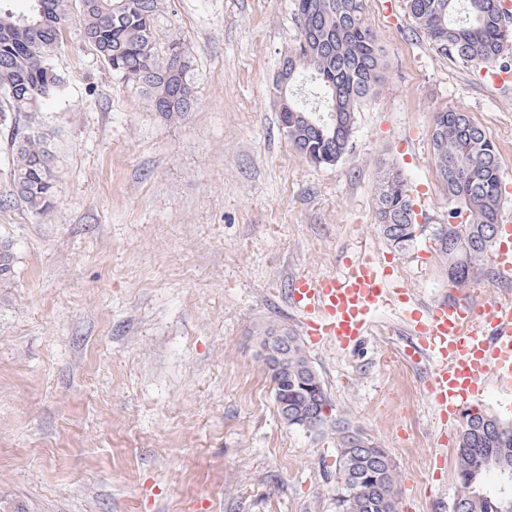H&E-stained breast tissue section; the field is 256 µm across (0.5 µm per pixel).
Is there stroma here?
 I'll return each instance as SVG.
<instances>
[{
	"mask_svg": "<svg viewBox=\"0 0 512 512\" xmlns=\"http://www.w3.org/2000/svg\"><path fill=\"white\" fill-rule=\"evenodd\" d=\"M383 80L358 109L348 151L307 162L272 85L299 39L293 0H159L160 46L184 41L194 107L166 120L86 43L79 23L53 64L60 93L19 126L54 155L45 214L13 196L0 125V512H336V438L282 421L259 345L298 336L335 413L396 466L398 512H452L459 423L405 360L398 307L341 351L305 337L288 292L370 253L416 304L447 299L433 232L448 202L434 114L467 112L495 142L512 213V80L439 54L404 0H364ZM400 169L427 251L383 237L380 169Z\"/></svg>",
	"mask_w": 512,
	"mask_h": 512,
	"instance_id": "stroma-1",
	"label": "stroma"
}]
</instances>
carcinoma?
<instances>
[{
	"instance_id": "1",
	"label": "carcinoma",
	"mask_w": 512,
	"mask_h": 512,
	"mask_svg": "<svg viewBox=\"0 0 512 512\" xmlns=\"http://www.w3.org/2000/svg\"><path fill=\"white\" fill-rule=\"evenodd\" d=\"M30 0L24 27L14 13L0 9V118L31 109L58 92L63 79L52 64L62 33L71 20V0ZM300 38L284 57L288 61V105L299 115L288 121V139L303 158L322 161L326 138L333 137L336 155L350 146L355 112L383 79L380 49L365 17L363 0H293ZM158 0H79L84 40L97 51L112 72L132 82L150 97L161 116L182 117L192 100V60L183 43L157 48L154 16ZM409 19L433 43L437 51L478 69L495 70L509 41L508 10L502 0H406ZM336 90L335 111L343 114L340 126L317 132L305 118L325 112L321 96ZM433 158L448 199V217L467 212V220L448 229L442 254L461 259L471 253L474 263L485 260L494 248L492 226L499 224L505 185L496 144L470 116L459 109L434 115L431 137ZM12 177L15 196L28 208L43 213L53 207L55 175L51 149L38 131L14 139ZM376 213L384 237L399 249L409 247L416 236L403 225H417L409 189L399 170L380 171L375 191ZM474 266L448 265V280L464 288L474 278ZM276 361L284 368H269L274 397H285L289 407L310 406L313 397L332 407L323 383L308 361L296 336L288 333L287 347ZM457 440V479L462 483L498 470L503 458L512 462V426L485 410H466ZM310 432L330 425L336 432V498L339 512H397L394 467L383 461L384 449L369 439L373 455L356 451L353 437L360 430L336 417H323L311 427L292 420ZM475 504L473 512H506L512 505L494 491Z\"/></svg>"
}]
</instances>
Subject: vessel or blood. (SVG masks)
Listing matches in <instances>:
<instances>
[{
	"mask_svg": "<svg viewBox=\"0 0 512 512\" xmlns=\"http://www.w3.org/2000/svg\"><path fill=\"white\" fill-rule=\"evenodd\" d=\"M397 289L372 256L350 261L340 276L297 277L289 299L313 342L349 350L366 336L374 317L386 310ZM415 337L408 351L427 364L426 398L443 417L478 399L487 379L512 387V304L440 302L406 308Z\"/></svg>",
	"mask_w": 512,
	"mask_h": 512,
	"instance_id": "vessel-or-blood-1",
	"label": "vessel or blood"
}]
</instances>
